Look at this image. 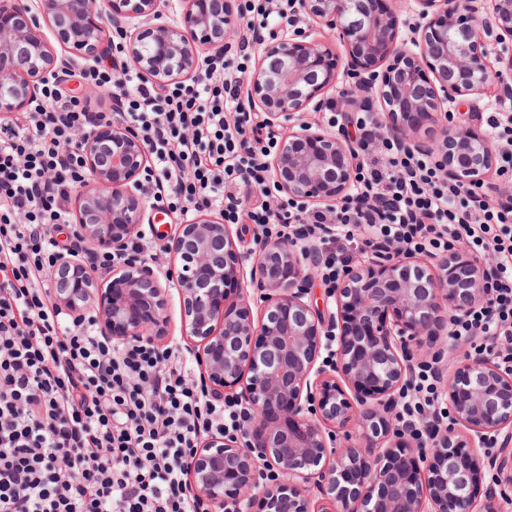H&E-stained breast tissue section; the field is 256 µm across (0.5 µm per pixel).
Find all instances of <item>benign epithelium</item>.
<instances>
[{"label": "benign epithelium", "instance_id": "1", "mask_svg": "<svg viewBox=\"0 0 512 512\" xmlns=\"http://www.w3.org/2000/svg\"><path fill=\"white\" fill-rule=\"evenodd\" d=\"M0 0V118L31 111L44 84L77 60H95L124 39L132 68L155 85L197 76L205 63L242 46L230 0ZM414 49L398 46L400 0H293L301 19L327 30H279L262 49L241 99L284 133L265 162L276 191L300 203H335L352 188L356 143L314 129L304 112L335 104L350 112L376 94L395 119L387 133L410 151L437 158L451 182L478 185L497 150L476 127L443 126L423 141L420 124L447 104L495 85L512 96V0H414ZM54 30L58 54L42 35ZM349 56L347 94L335 98L331 45ZM88 178L76 206L77 232L93 251L124 256L94 271L79 254L57 256L49 296L79 317L91 311L117 342H168L167 293L154 268L129 244L141 234V176L149 150L112 116L80 132ZM314 245L261 227L251 261L238 255L230 225L196 209L173 239L171 281L185 336L194 342L203 388L237 405L234 433L200 441L190 483L208 512H480L475 486L494 472L512 497V450L490 460L485 447L512 437V368L480 357L448 369L452 321L484 302L494 261L465 245L427 262L377 245L336 281V313L319 311L310 283L320 275ZM327 356H321V350ZM446 381L448 425L400 416L414 369ZM353 424L373 453L340 435ZM330 504L311 508L310 488Z\"/></svg>", "mask_w": 512, "mask_h": 512}]
</instances>
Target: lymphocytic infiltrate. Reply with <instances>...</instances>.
I'll list each match as a JSON object with an SVG mask.
<instances>
[{"instance_id":"obj_1","label":"lymphocytic infiltrate","mask_w":512,"mask_h":512,"mask_svg":"<svg viewBox=\"0 0 512 512\" xmlns=\"http://www.w3.org/2000/svg\"><path fill=\"white\" fill-rule=\"evenodd\" d=\"M246 31L286 19L284 0H241ZM247 55L213 62L194 79L167 87L140 76L82 71L110 86L112 109L146 143L153 166L148 193L166 194L170 213L220 205L226 221L271 223L267 208L247 210L244 185L263 184L265 148L246 136L254 120L237 111ZM101 115L49 81L33 111L0 122V512H203L189 486L201 435L236 429L233 410L210 400L173 348L117 343L92 317H65L43 293L61 243L64 204L86 167L74 131ZM362 155L351 196L309 214L282 208L338 274L350 248L382 236L416 252L465 243L474 257L493 254L498 271L485 306L454 324V339L483 337L486 351L512 363V203L492 207L474 188L449 182L430 157L386 143L374 112L358 113ZM408 413L448 416L427 372H418Z\"/></svg>"}]
</instances>
